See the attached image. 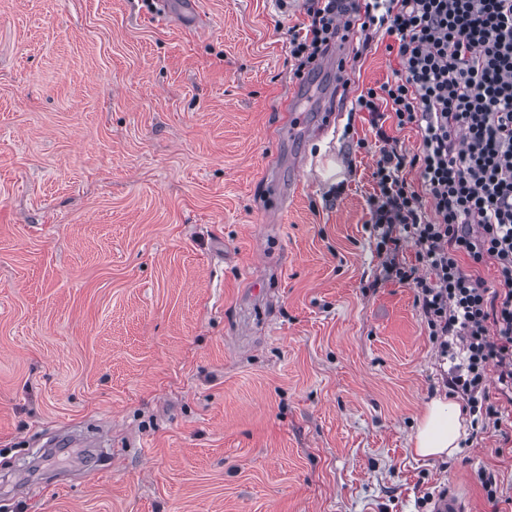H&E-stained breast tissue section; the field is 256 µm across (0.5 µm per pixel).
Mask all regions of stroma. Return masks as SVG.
<instances>
[{
    "label": "stroma",
    "mask_w": 512,
    "mask_h": 512,
    "mask_svg": "<svg viewBox=\"0 0 512 512\" xmlns=\"http://www.w3.org/2000/svg\"><path fill=\"white\" fill-rule=\"evenodd\" d=\"M196 2L0 0V512H512L497 383L500 426L411 451L450 363L368 226L391 37L292 142L304 0ZM174 20L181 26L192 30H203L207 22L198 11L193 0L181 1L179 10L174 14ZM466 498L459 491L438 494L433 502V512H467Z\"/></svg>",
    "instance_id": "stroma-1"
}]
</instances>
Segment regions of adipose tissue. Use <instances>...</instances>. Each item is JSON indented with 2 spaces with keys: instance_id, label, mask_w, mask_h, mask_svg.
I'll use <instances>...</instances> for the list:
<instances>
[{
  "instance_id": "obj_1",
  "label": "adipose tissue",
  "mask_w": 512,
  "mask_h": 512,
  "mask_svg": "<svg viewBox=\"0 0 512 512\" xmlns=\"http://www.w3.org/2000/svg\"><path fill=\"white\" fill-rule=\"evenodd\" d=\"M466 435V423L458 404L432 399L421 416L411 439L413 453L421 458L453 457Z\"/></svg>"
}]
</instances>
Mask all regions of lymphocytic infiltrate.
<instances>
[{
    "instance_id": "lymphocytic-infiltrate-1",
    "label": "lymphocytic infiltrate",
    "mask_w": 512,
    "mask_h": 512,
    "mask_svg": "<svg viewBox=\"0 0 512 512\" xmlns=\"http://www.w3.org/2000/svg\"><path fill=\"white\" fill-rule=\"evenodd\" d=\"M306 26L288 31L297 75L336 40L340 0H308ZM361 31L394 36L400 68L357 97L382 143L372 172L369 224L388 277L412 283L430 337L451 363L448 387L470 415L491 418L488 380L512 399V0H364ZM421 133L405 158L379 122ZM419 170L418 183L402 175ZM417 267L401 266L399 241ZM494 261L499 286L466 274ZM425 275H418V268Z\"/></svg>"
}]
</instances>
